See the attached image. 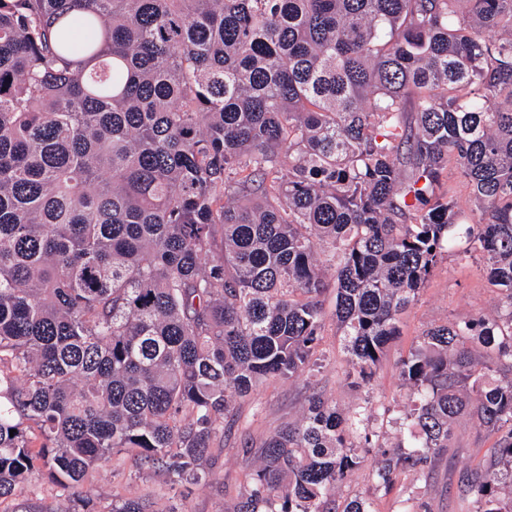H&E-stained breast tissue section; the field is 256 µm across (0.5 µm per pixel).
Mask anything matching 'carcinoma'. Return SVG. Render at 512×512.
I'll list each match as a JSON object with an SVG mask.
<instances>
[{
  "mask_svg": "<svg viewBox=\"0 0 512 512\" xmlns=\"http://www.w3.org/2000/svg\"><path fill=\"white\" fill-rule=\"evenodd\" d=\"M450 253L502 305L402 361L404 441L315 394L234 512H332L358 446L424 477L462 417L499 439L460 495L512 512V0H0V504L44 471L91 512L123 453L210 480L236 400L317 365L328 269L360 388ZM443 190L458 202L474 222L484 217L482 210L476 209V204L471 198L470 187L455 173L453 162L448 164V178L444 181Z\"/></svg>",
  "mask_w": 512,
  "mask_h": 512,
  "instance_id": "obj_1",
  "label": "carcinoma"
}]
</instances>
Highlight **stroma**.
Listing matches in <instances>:
<instances>
[{"label": "stroma", "instance_id": "obj_1", "mask_svg": "<svg viewBox=\"0 0 512 512\" xmlns=\"http://www.w3.org/2000/svg\"><path fill=\"white\" fill-rule=\"evenodd\" d=\"M500 304L501 296L491 286L481 261L448 257L421 288L417 300L401 314V334L390 344L371 383L356 389L347 379L348 356L333 315L335 293L327 291L325 327L315 371L293 380L268 379L238 401L231 427L225 429L222 442L208 460L209 468L218 475L216 482L191 485L175 493L164 474L137 472L118 455L91 479L97 512H109L115 500L141 496L149 499L154 512H167L174 504L182 512H232L256 466L255 457L240 453L241 441L261 448L284 423L305 412L307 399L315 391L336 400L345 410L370 402L374 413L369 431L378 435L380 443H397L403 436L401 418L406 403V390L399 375L401 359L417 346L429 327L478 313L490 314ZM497 439V434L477 429L468 418H461L454 427L452 447L440 452L428 477L403 472L389 490L377 486L373 479V453L360 452L358 467L338 487L336 499L341 502L365 498L372 512H397L400 500L405 498L424 506L426 512H472V504L458 495V478L464 470L479 467ZM37 484L35 493L0 503V512H58L61 502L56 488L44 476L38 478Z\"/></svg>", "mask_w": 512, "mask_h": 512}]
</instances>
